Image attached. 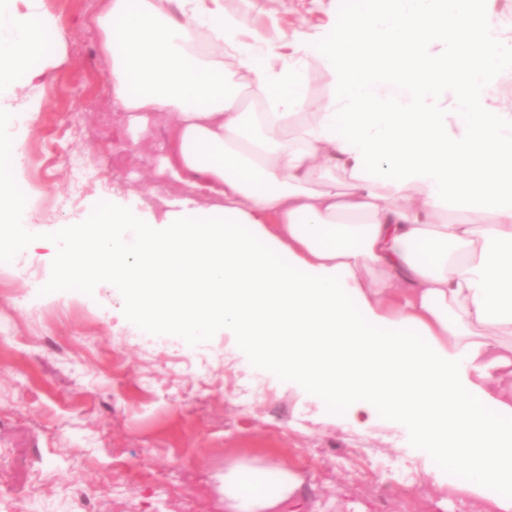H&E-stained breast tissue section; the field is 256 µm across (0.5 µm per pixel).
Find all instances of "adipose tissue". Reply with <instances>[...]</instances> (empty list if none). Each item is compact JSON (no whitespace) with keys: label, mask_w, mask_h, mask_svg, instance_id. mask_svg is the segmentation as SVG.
Instances as JSON below:
<instances>
[{"label":"adipose tissue","mask_w":512,"mask_h":512,"mask_svg":"<svg viewBox=\"0 0 512 512\" xmlns=\"http://www.w3.org/2000/svg\"><path fill=\"white\" fill-rule=\"evenodd\" d=\"M16 2L0 0V94L63 42L37 0ZM94 25L114 108L138 134L168 115L157 173L190 194L159 220L111 206L52 248L13 234L22 152L1 141L0 239L49 248L62 278L109 285L146 327L223 328L353 429L402 430L512 512V113L489 105L507 65L495 23L474 0H384L282 42L224 0H102ZM313 59L334 85L317 103ZM300 490L286 465L224 464V512H282Z\"/></svg>","instance_id":"ef3b65f1"}]
</instances>
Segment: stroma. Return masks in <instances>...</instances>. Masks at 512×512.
<instances>
[{
    "instance_id": "35a3bbf8",
    "label": "stroma",
    "mask_w": 512,
    "mask_h": 512,
    "mask_svg": "<svg viewBox=\"0 0 512 512\" xmlns=\"http://www.w3.org/2000/svg\"><path fill=\"white\" fill-rule=\"evenodd\" d=\"M100 0H38L65 35L27 83V108L0 127L17 138L29 219L64 245L113 198L141 194L163 215L184 187L152 179L157 153L134 146L112 109L110 63L91 19ZM351 0H252L267 39L317 38L354 14ZM102 172L75 183L73 163ZM0 280V512H224V463H284L303 512H492L485 493L451 494L415 473L385 429L345 427L339 407L226 357L215 329L192 342L125 319L106 287L60 289L50 257L13 254ZM412 476L396 481L388 463Z\"/></svg>"
}]
</instances>
